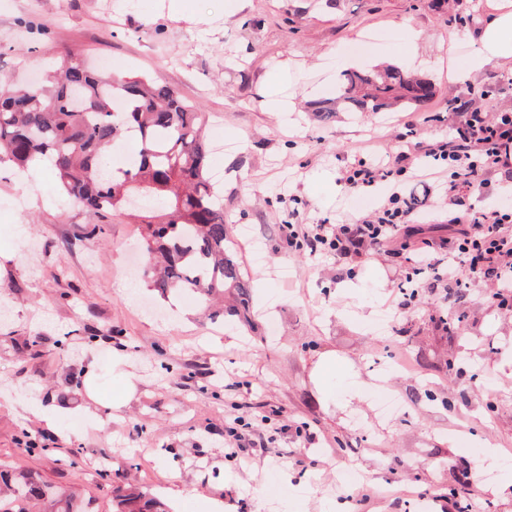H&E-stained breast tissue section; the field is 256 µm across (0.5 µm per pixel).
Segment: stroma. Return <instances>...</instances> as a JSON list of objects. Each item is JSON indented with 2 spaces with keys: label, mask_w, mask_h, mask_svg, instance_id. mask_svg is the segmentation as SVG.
<instances>
[{
  "label": "stroma",
  "mask_w": 512,
  "mask_h": 512,
  "mask_svg": "<svg viewBox=\"0 0 512 512\" xmlns=\"http://www.w3.org/2000/svg\"><path fill=\"white\" fill-rule=\"evenodd\" d=\"M502 3L0 0V79L31 81L69 53L149 74L217 115L211 171L251 306L250 321H213L195 296L161 298L138 277L137 218L68 204L46 163L23 174L1 163L0 462L74 487L89 512H112L123 474L171 512H208L211 497L224 512H266L268 500L277 512H415L417 498L457 512L463 474L470 512H512V305H493L476 278L464 299L425 292L400 311L404 258L379 248L314 261L282 232L379 209L390 183L346 182L374 147L406 151L411 177L461 125L460 103L487 94L512 113L511 60L459 74ZM384 65L431 82L430 104L322 119L344 70ZM273 94L296 112L268 111ZM353 380L370 390L344 400ZM389 399L400 412L381 413ZM31 401L60 409V424L26 415ZM238 413L280 430L247 465L224 446ZM487 443L497 466L477 452Z\"/></svg>",
  "instance_id": "1"
}]
</instances>
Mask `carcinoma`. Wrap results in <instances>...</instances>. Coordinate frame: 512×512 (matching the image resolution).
I'll list each match as a JSON object with an SVG mask.
<instances>
[{"label": "carcinoma", "instance_id": "1", "mask_svg": "<svg viewBox=\"0 0 512 512\" xmlns=\"http://www.w3.org/2000/svg\"><path fill=\"white\" fill-rule=\"evenodd\" d=\"M331 119L351 112H382L402 104L417 109L433 98L432 84L398 67L370 74L347 71ZM211 116L148 77L94 72L62 56L38 86L0 90V161L20 168L47 159L63 196L95 215L128 212L135 189L151 208L137 215L144 226L143 275L161 296L174 291L210 299L229 294L228 313L250 311L247 281L226 248L223 195L211 182L204 135ZM139 139L137 156L113 174L102 153L121 131ZM76 491L25 472L0 469V512H83ZM112 512H165L137 488H112Z\"/></svg>", "mask_w": 512, "mask_h": 512}]
</instances>
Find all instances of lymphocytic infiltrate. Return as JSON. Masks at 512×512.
I'll return each mask as SVG.
<instances>
[{
  "label": "lymphocytic infiltrate",
  "mask_w": 512,
  "mask_h": 512,
  "mask_svg": "<svg viewBox=\"0 0 512 512\" xmlns=\"http://www.w3.org/2000/svg\"><path fill=\"white\" fill-rule=\"evenodd\" d=\"M426 170L437 177V161L448 166V202L456 214L448 225L442 251L423 239L413 223L423 200L413 191L394 187L375 216L356 224H290L288 241L306 246L310 256L356 255L386 248L406 256L416 277L400 285L402 305H409L432 285L463 288L468 278L491 281L493 299L507 304L512 299V210H478L468 202L472 189L486 182L488 173L505 169L512 177V113L489 116L468 107L461 127L452 130L447 142L431 151Z\"/></svg>",
  "instance_id": "lymphocytic-infiltrate-1"
}]
</instances>
